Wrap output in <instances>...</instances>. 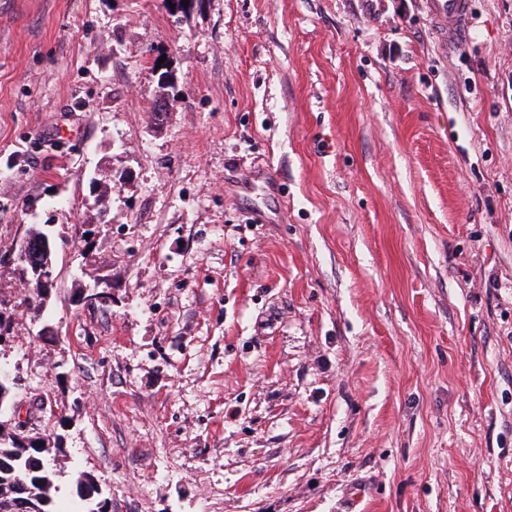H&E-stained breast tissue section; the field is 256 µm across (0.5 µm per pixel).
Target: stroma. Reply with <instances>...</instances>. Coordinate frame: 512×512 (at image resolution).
I'll use <instances>...</instances> for the list:
<instances>
[{"instance_id": "1", "label": "stroma", "mask_w": 512, "mask_h": 512, "mask_svg": "<svg viewBox=\"0 0 512 512\" xmlns=\"http://www.w3.org/2000/svg\"><path fill=\"white\" fill-rule=\"evenodd\" d=\"M428 2L0 0V256L47 224L57 275L36 318L0 263V363L58 512H512V0L450 47Z\"/></svg>"}]
</instances>
